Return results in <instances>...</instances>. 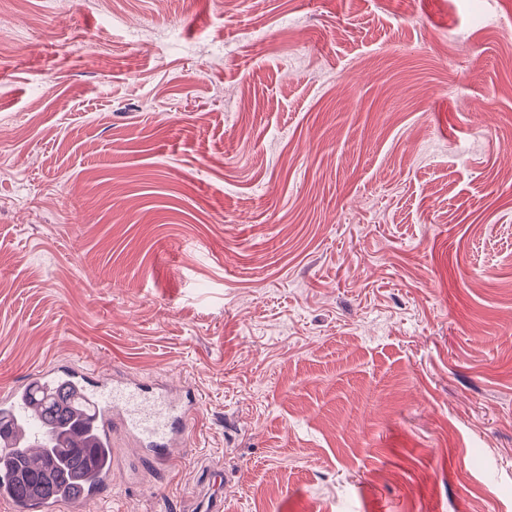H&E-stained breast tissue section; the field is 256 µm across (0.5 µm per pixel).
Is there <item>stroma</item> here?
I'll use <instances>...</instances> for the list:
<instances>
[{
	"instance_id": "stroma-1",
	"label": "stroma",
	"mask_w": 512,
	"mask_h": 512,
	"mask_svg": "<svg viewBox=\"0 0 512 512\" xmlns=\"http://www.w3.org/2000/svg\"><path fill=\"white\" fill-rule=\"evenodd\" d=\"M511 53L512 0H0V393L201 398L82 512H512ZM225 482L226 478L223 470L207 471L203 479L204 493L195 508L197 510L195 512H223Z\"/></svg>"
}]
</instances>
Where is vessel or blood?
Returning <instances> with one entry per match:
<instances>
[{
	"instance_id": "obj_1",
	"label": "vessel or blood",
	"mask_w": 512,
	"mask_h": 512,
	"mask_svg": "<svg viewBox=\"0 0 512 512\" xmlns=\"http://www.w3.org/2000/svg\"><path fill=\"white\" fill-rule=\"evenodd\" d=\"M29 384L45 390H61L62 406L71 400L82 402L83 411L74 414L67 434L71 448H108L115 432L129 435L137 444L147 466L161 471L169 467L176 448L189 438L192 422L200 411V397L185 386L148 385L138 379H117L78 365L43 368L28 376ZM49 438L41 414L26 387H17L0 397V449H23L26 469H38L45 477L56 475V460L47 451ZM112 470L90 462L81 484V500L99 499L103 485L111 483ZM223 470L207 471L204 493L197 512H224ZM67 497L49 501L32 495L12 502L14 512H58Z\"/></svg>"
}]
</instances>
